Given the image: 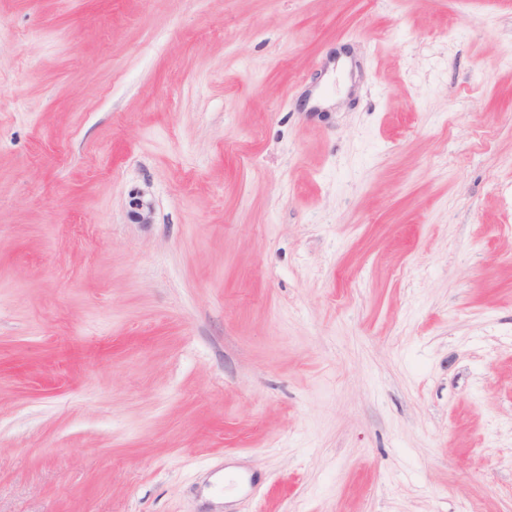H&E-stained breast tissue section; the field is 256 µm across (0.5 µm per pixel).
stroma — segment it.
<instances>
[{"label": "stroma", "mask_w": 512, "mask_h": 512, "mask_svg": "<svg viewBox=\"0 0 512 512\" xmlns=\"http://www.w3.org/2000/svg\"><path fill=\"white\" fill-rule=\"evenodd\" d=\"M0 512H512V0H0Z\"/></svg>", "instance_id": "obj_1"}]
</instances>
